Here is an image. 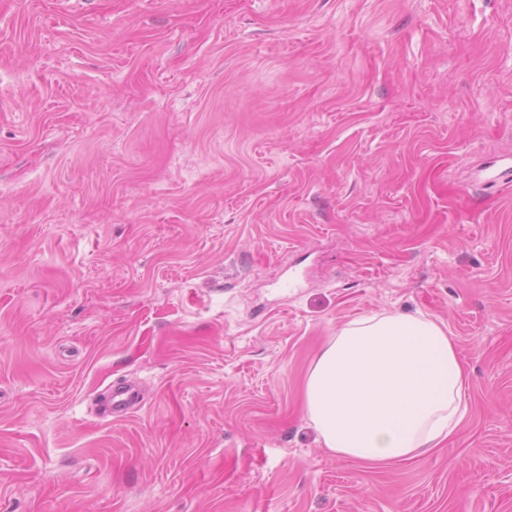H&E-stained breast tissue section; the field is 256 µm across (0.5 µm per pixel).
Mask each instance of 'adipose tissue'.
Segmentation results:
<instances>
[{
	"label": "adipose tissue",
	"mask_w": 512,
	"mask_h": 512,
	"mask_svg": "<svg viewBox=\"0 0 512 512\" xmlns=\"http://www.w3.org/2000/svg\"><path fill=\"white\" fill-rule=\"evenodd\" d=\"M467 381L444 322L376 315L351 321L330 339L309 369L305 412L336 456L412 460L458 429Z\"/></svg>",
	"instance_id": "obj_1"
}]
</instances>
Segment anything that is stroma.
Masks as SVG:
<instances>
[{"label": "stroma", "instance_id": "35a3bbf8", "mask_svg": "<svg viewBox=\"0 0 512 512\" xmlns=\"http://www.w3.org/2000/svg\"><path fill=\"white\" fill-rule=\"evenodd\" d=\"M510 168L512 0H0V512H512ZM384 313L468 413L369 465L303 389Z\"/></svg>", "mask_w": 512, "mask_h": 512}]
</instances>
